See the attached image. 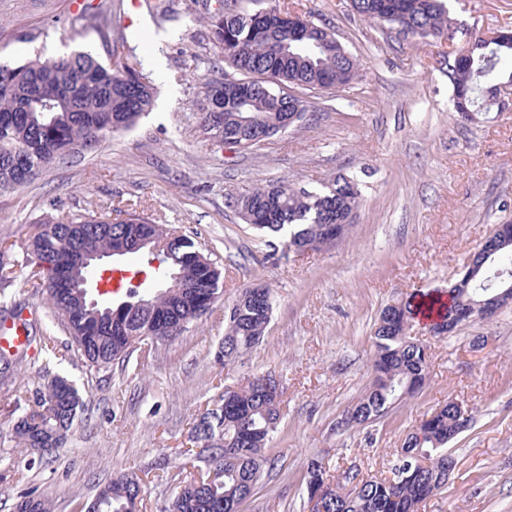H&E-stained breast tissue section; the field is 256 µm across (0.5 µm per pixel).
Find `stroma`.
Wrapping results in <instances>:
<instances>
[{
	"label": "stroma",
	"mask_w": 512,
	"mask_h": 512,
	"mask_svg": "<svg viewBox=\"0 0 512 512\" xmlns=\"http://www.w3.org/2000/svg\"><path fill=\"white\" fill-rule=\"evenodd\" d=\"M86 2L0 0L1 58L83 50L104 60L124 37L156 87L151 110L131 130L0 192V238L14 243L19 261L12 281L0 283V300L44 314L22 366L0 384V433L35 406L18 387L36 388L44 377L67 378L85 403L73 434L42 459L0 446V512H14L29 488L55 512H85L121 472L141 480L139 512H160L178 489L172 476L195 418L224 390L268 372L282 387L281 423L267 450L279 462L240 512H309L305 471L314 458L338 480L349 469L388 473L406 436L451 399L469 407L472 421L450 445L456 467L447 485L421 512H512V306L440 337L414 325L412 335L432 352L423 389L375 425L334 428L368 386L382 309L448 289L495 227L512 222V99L467 121L448 82V54L471 34L512 30V0H449L454 39L426 42L364 21L349 0H278L313 13L362 67L346 88L306 92L315 119L242 153L218 150L199 131L195 102L213 50L198 14L186 10L189 0H173L176 13L163 22L140 12L132 28L120 6L103 33L70 27ZM338 175L353 178L361 196L350 236L334 248L297 254L268 246L226 204L257 185L317 188ZM51 199L70 214L122 202L191 236L223 266V299L149 349L100 370L87 366L20 264L29 226ZM257 285L270 288L273 301L266 338L219 363L225 309ZM45 333L54 351L42 348Z\"/></svg>",
	"instance_id": "1"
}]
</instances>
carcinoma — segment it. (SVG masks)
<instances>
[{
  "label": "carcinoma",
  "instance_id": "cac0c4a2",
  "mask_svg": "<svg viewBox=\"0 0 512 512\" xmlns=\"http://www.w3.org/2000/svg\"><path fill=\"white\" fill-rule=\"evenodd\" d=\"M227 4L228 0H191L188 5L193 11L202 10L214 55L240 72L236 82L222 74L203 80L195 107L201 132L213 145L250 151L254 149L250 141L276 128L285 111L307 116V101L285 102L278 98L280 87L339 89L355 79L361 64L333 31L319 29L308 17L266 7L264 0H248L235 12ZM352 5L367 22L388 25L405 36L423 40L453 36L445 0H352ZM145 6L156 19L170 17V0H145ZM78 20L102 32L109 29L112 0L87 5ZM509 59L512 36L492 42L476 37L450 58L448 82L456 111L468 116L493 101L492 82ZM154 97V84L141 62L125 54L123 40L113 43L107 61L74 52L0 63V190L30 184L54 162L86 148L92 133L101 142L133 127L152 108ZM230 202L245 223L298 253L306 245L316 250L346 240L353 224L338 240L327 229L355 213L360 192L355 181L339 176L316 190L285 182L255 187L230 197ZM114 211L123 218L48 213L24 247L27 284L46 293L51 313L67 328L77 351L97 369L159 339L173 323L196 320L194 312L203 299L217 301L224 295L218 261L198 248L194 239L134 208ZM132 235L149 239L135 255L159 259L165 270L190 284V290H176L169 280L159 285L148 305L117 311L110 299L90 304L78 288L84 271L71 262L73 254L85 246L109 252ZM13 247L0 240V281L11 279ZM493 248L502 260L494 263L485 251L477 250L466 265L463 285H452L445 295L427 293L417 303L407 300L387 306L373 333V380L347 410L344 431L385 417L425 384L431 356L426 345L408 336L424 307L438 305L432 327L452 331L461 324L465 309L489 302L499 295L500 280H512V237L497 238ZM271 314L270 289H243L225 312L220 351L224 360L239 358L261 343ZM22 361L20 353L1 352L0 380H8ZM34 399L39 410L18 418L9 441L27 451L57 448L84 411L82 397L67 379L54 377L35 391ZM280 418V401L258 377L230 399L219 398L192 425V441L204 452L188 449L185 454L192 463H223L224 477L215 484L184 482L162 512H240L264 471L276 462L265 455V448ZM462 431L456 406L446 403L406 437L392 476L364 479L357 472L348 473L351 488L343 492L336 486V493L323 504L325 512H420L422 503L447 484L448 466L455 465L448 444ZM140 495V478L121 473L98 490L95 503L98 512H131ZM17 512H54V504L28 493L17 503Z\"/></svg>",
  "mask_w": 512,
  "mask_h": 512
}]
</instances>
